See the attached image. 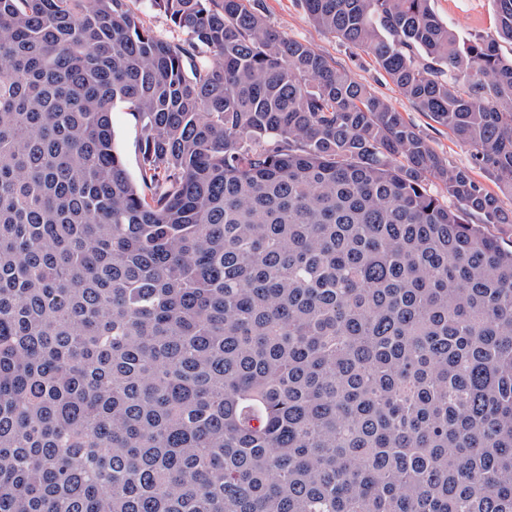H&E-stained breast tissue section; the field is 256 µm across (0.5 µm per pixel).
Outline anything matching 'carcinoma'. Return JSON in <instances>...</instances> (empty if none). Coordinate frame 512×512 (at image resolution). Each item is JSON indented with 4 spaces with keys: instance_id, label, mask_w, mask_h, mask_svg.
<instances>
[{
    "instance_id": "cac0c4a2",
    "label": "carcinoma",
    "mask_w": 512,
    "mask_h": 512,
    "mask_svg": "<svg viewBox=\"0 0 512 512\" xmlns=\"http://www.w3.org/2000/svg\"><path fill=\"white\" fill-rule=\"evenodd\" d=\"M303 2L474 168L257 0H0V512H512V0ZM134 7L140 10L141 17L143 18L146 25L151 27V29L159 36L167 39H177L183 37L182 34L174 31L170 27V23L163 13L149 7L148 0L138 1ZM432 7L464 39L492 30L494 25L492 0H434ZM112 129L115 144L121 153L127 172L136 180L139 168V127L131 113L123 105H118L112 112Z\"/></svg>"
}]
</instances>
